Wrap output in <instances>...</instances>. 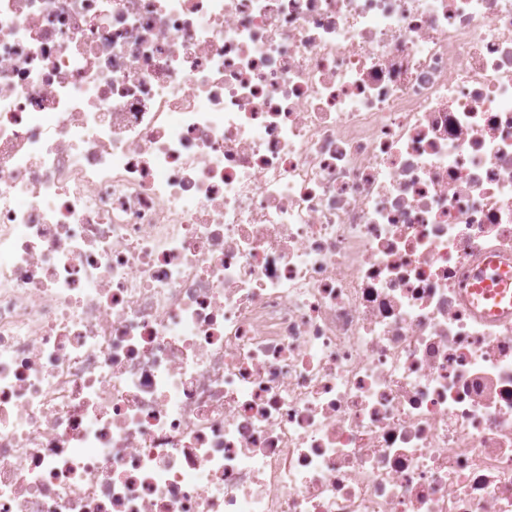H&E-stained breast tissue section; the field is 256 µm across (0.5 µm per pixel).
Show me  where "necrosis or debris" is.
I'll use <instances>...</instances> for the list:
<instances>
[{"label": "necrosis or debris", "mask_w": 512, "mask_h": 512, "mask_svg": "<svg viewBox=\"0 0 512 512\" xmlns=\"http://www.w3.org/2000/svg\"><path fill=\"white\" fill-rule=\"evenodd\" d=\"M512 0H0V512H512ZM504 273L505 271L499 268L497 261L490 259L477 274V279L480 281L479 287H491L495 283V288H501L497 290L498 293H490L487 295L489 298L494 297L493 306L487 311V313L493 314L498 312V306L507 296L506 288L509 286V281L508 277Z\"/></svg>", "instance_id": "obj_1"}]
</instances>
